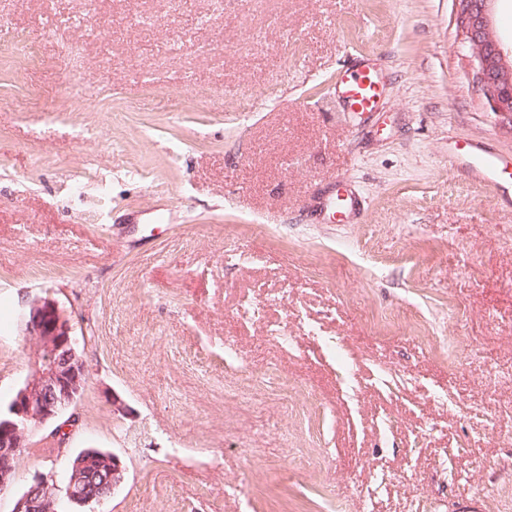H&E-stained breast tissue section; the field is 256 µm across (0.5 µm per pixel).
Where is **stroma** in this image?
Listing matches in <instances>:
<instances>
[{
    "mask_svg": "<svg viewBox=\"0 0 512 512\" xmlns=\"http://www.w3.org/2000/svg\"><path fill=\"white\" fill-rule=\"evenodd\" d=\"M457 11L0 0V27L39 48L0 60V402L33 354L20 311L54 300L86 338L69 452L126 468L91 512H512V203L448 163L480 139L512 174V130ZM364 57L370 115L336 99ZM331 183L355 216L318 218ZM226 359L259 384L225 394ZM48 433L28 435L0 512L61 469ZM301 448L316 466L289 475Z\"/></svg>",
    "mask_w": 512,
    "mask_h": 512,
    "instance_id": "obj_1",
    "label": "stroma"
}]
</instances>
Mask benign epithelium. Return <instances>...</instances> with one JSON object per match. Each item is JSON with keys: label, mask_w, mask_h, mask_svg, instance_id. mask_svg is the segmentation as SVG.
Instances as JSON below:
<instances>
[{"label": "benign epithelium", "mask_w": 512, "mask_h": 512, "mask_svg": "<svg viewBox=\"0 0 512 512\" xmlns=\"http://www.w3.org/2000/svg\"><path fill=\"white\" fill-rule=\"evenodd\" d=\"M490 0H457L458 18L470 51L477 79L492 110L512 126V66L491 29ZM26 335L34 340L30 371L16 389L0 417V494L11 490L19 451L30 432L54 423V438L63 443L74 427L62 415L77 401L88 378L79 351L80 338L56 303L49 298L27 302L21 313ZM103 474L99 485L85 480L87 467ZM121 459L94 448L82 451L68 466L64 492L68 502L80 506L108 500L124 480ZM30 489L14 498L12 512H61L58 495L49 479L36 474Z\"/></svg>", "instance_id": "1"}]
</instances>
